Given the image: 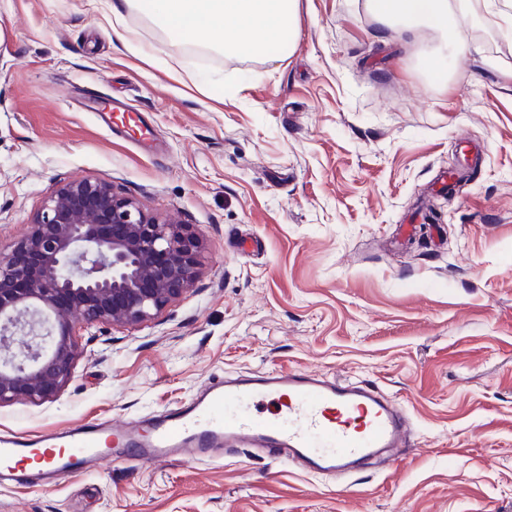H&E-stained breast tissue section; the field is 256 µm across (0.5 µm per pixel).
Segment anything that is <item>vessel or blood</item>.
I'll return each instance as SVG.
<instances>
[{
	"label": "vessel or blood",
	"instance_id": "1",
	"mask_svg": "<svg viewBox=\"0 0 512 512\" xmlns=\"http://www.w3.org/2000/svg\"><path fill=\"white\" fill-rule=\"evenodd\" d=\"M271 405L258 415L259 403ZM409 420L377 388L307 370L219 378L187 404L141 430L133 424L83 422L64 431L0 436V482L50 484L110 455L155 461L248 444L310 474H346L378 458L407 455Z\"/></svg>",
	"mask_w": 512,
	"mask_h": 512
}]
</instances>
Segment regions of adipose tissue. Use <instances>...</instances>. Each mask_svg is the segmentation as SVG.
<instances>
[{"mask_svg":"<svg viewBox=\"0 0 512 512\" xmlns=\"http://www.w3.org/2000/svg\"><path fill=\"white\" fill-rule=\"evenodd\" d=\"M369 10L391 24L454 29L456 16L448 0H367ZM298 0H148L154 18L173 28L183 41L195 42L206 33L222 35L230 54L263 56L269 46H286L287 16L295 15Z\"/></svg>","mask_w":512,"mask_h":512,"instance_id":"obj_1","label":"adipose tissue"}]
</instances>
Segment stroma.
Wrapping results in <instances>:
<instances>
[{"label":"stroma","instance_id":"obj_1","mask_svg":"<svg viewBox=\"0 0 512 512\" xmlns=\"http://www.w3.org/2000/svg\"><path fill=\"white\" fill-rule=\"evenodd\" d=\"M0 0V249L55 188L109 183L203 240L194 290L98 324L52 399L0 432L143 421L213 377L308 369L379 386L406 457L315 476L255 448L106 461L0 487V512H512V0L406 34L366 0H300L291 49L228 55L147 10ZM149 151L112 134V100Z\"/></svg>","mask_w":512,"mask_h":512}]
</instances>
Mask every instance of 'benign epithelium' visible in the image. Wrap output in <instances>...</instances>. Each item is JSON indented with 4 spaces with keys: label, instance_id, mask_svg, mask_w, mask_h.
<instances>
[{
    "label": "benign epithelium",
    "instance_id": "1",
    "mask_svg": "<svg viewBox=\"0 0 512 512\" xmlns=\"http://www.w3.org/2000/svg\"><path fill=\"white\" fill-rule=\"evenodd\" d=\"M205 245L105 182L60 185L25 237L0 252V406L55 396L82 354L79 330H134L193 290Z\"/></svg>",
    "mask_w": 512,
    "mask_h": 512
}]
</instances>
